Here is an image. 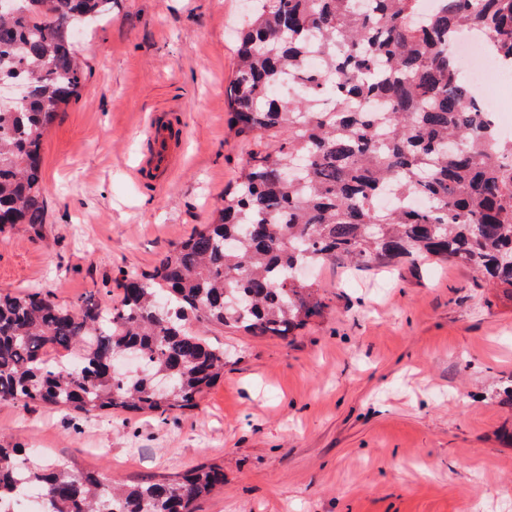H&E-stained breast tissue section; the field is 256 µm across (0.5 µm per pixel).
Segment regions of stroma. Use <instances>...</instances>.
Wrapping results in <instances>:
<instances>
[{
    "mask_svg": "<svg viewBox=\"0 0 512 512\" xmlns=\"http://www.w3.org/2000/svg\"><path fill=\"white\" fill-rule=\"evenodd\" d=\"M244 0H112L80 34L79 98L41 151L50 209L42 238L0 235V290L57 303L118 299L213 223L253 148L225 90ZM178 131L169 173L133 171L153 114ZM321 315L288 338L212 326L224 376L167 420L93 419L0 404V436L128 484L202 464L224 489L196 512H512V295L454 260L314 268Z\"/></svg>",
    "mask_w": 512,
    "mask_h": 512,
    "instance_id": "1",
    "label": "stroma"
}]
</instances>
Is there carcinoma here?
Instances as JSON below:
<instances>
[{
  "label": "carcinoma",
  "mask_w": 512,
  "mask_h": 512,
  "mask_svg": "<svg viewBox=\"0 0 512 512\" xmlns=\"http://www.w3.org/2000/svg\"><path fill=\"white\" fill-rule=\"evenodd\" d=\"M256 0L238 30L225 95L254 141L212 224L145 272H124L112 304L0 291V403L162 419L197 406L224 375L202 329L286 338L321 314L300 265L366 268L398 258L457 260L512 288V138L472 95L448 41L478 29L512 67V0ZM0 21V79L30 93L0 109V233L47 223L41 149L85 80L76 33L109 0H15ZM318 51L325 69L310 65ZM302 95H275L288 78ZM67 350L71 368L47 355ZM47 512H195L224 486L202 465L177 480L123 486L0 439V498L20 480Z\"/></svg>",
  "instance_id": "1"
}]
</instances>
